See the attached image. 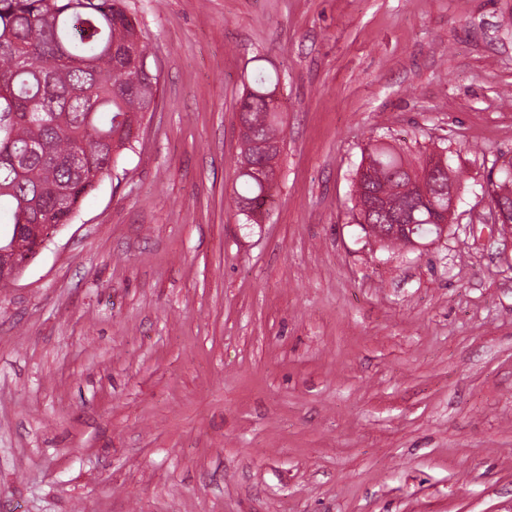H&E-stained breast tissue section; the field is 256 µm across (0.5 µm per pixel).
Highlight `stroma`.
I'll use <instances>...</instances> for the list:
<instances>
[{"label": "stroma", "instance_id": "1", "mask_svg": "<svg viewBox=\"0 0 512 512\" xmlns=\"http://www.w3.org/2000/svg\"><path fill=\"white\" fill-rule=\"evenodd\" d=\"M158 106L0 288V512H512V0H125ZM279 79L280 177L234 202ZM441 151L440 238L386 249L353 179ZM277 85V81L272 83L264 75L259 74L241 100V112L244 113L240 124L242 148L235 161L241 189L240 191L236 190L235 201L245 223L251 224L248 215L251 219L260 221L264 210L260 211L263 206L257 207L259 203L263 204L265 199H270L271 188L275 185L266 186L257 179L266 181L272 177L270 167L265 159L254 161L253 158L251 163L246 162V166L257 178L249 171H245L243 160L250 159L254 155L256 144L259 142H284L281 112L271 105L273 99L271 94L277 89ZM243 203L256 206V210H247L248 215L243 213L240 208Z\"/></svg>", "mask_w": 512, "mask_h": 512}]
</instances>
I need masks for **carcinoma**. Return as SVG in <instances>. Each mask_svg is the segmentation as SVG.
Instances as JSON below:
<instances>
[{
    "label": "carcinoma",
    "mask_w": 512,
    "mask_h": 512,
    "mask_svg": "<svg viewBox=\"0 0 512 512\" xmlns=\"http://www.w3.org/2000/svg\"><path fill=\"white\" fill-rule=\"evenodd\" d=\"M148 59L147 45L122 0H0V244L17 234L28 241L43 224H68L82 201L132 146V121L156 100L158 75L131 82V59ZM277 84L257 76L242 97V148L235 164L241 189L236 206L271 197L243 168L259 142L283 141L280 111L271 105ZM81 155L85 163L74 161ZM431 155L410 161L383 142L369 145L354 179L363 229L387 247L413 246L441 236L439 212L448 197L433 188L448 171L426 170ZM492 196H512V159L501 165ZM431 199L407 194L411 177ZM414 225L411 235L383 238L392 224Z\"/></svg>",
    "instance_id": "1"
}]
</instances>
